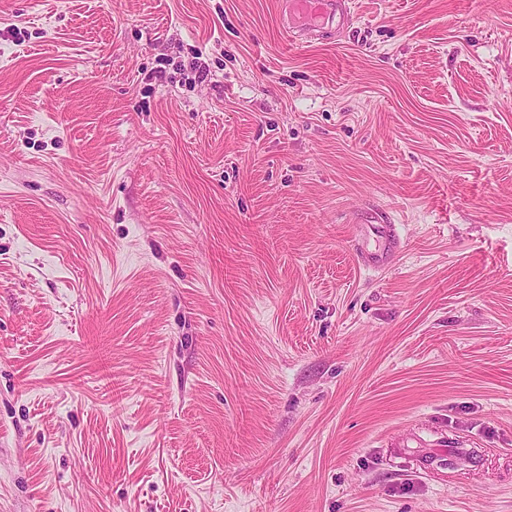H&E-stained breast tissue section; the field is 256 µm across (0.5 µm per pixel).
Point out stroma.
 <instances>
[{"instance_id": "stroma-1", "label": "stroma", "mask_w": 512, "mask_h": 512, "mask_svg": "<svg viewBox=\"0 0 512 512\" xmlns=\"http://www.w3.org/2000/svg\"><path fill=\"white\" fill-rule=\"evenodd\" d=\"M289 6L0 0V512H512V0ZM293 2L300 12L311 16H326L327 6L331 4L329 13L332 17L338 14L343 23H348L350 19V9L345 0H294ZM394 224H379L377 220H365L355 226L357 248L355 256L365 267L371 269L385 268L398 247V238ZM373 238L377 242L374 249H369L366 241Z\"/></svg>"}]
</instances>
